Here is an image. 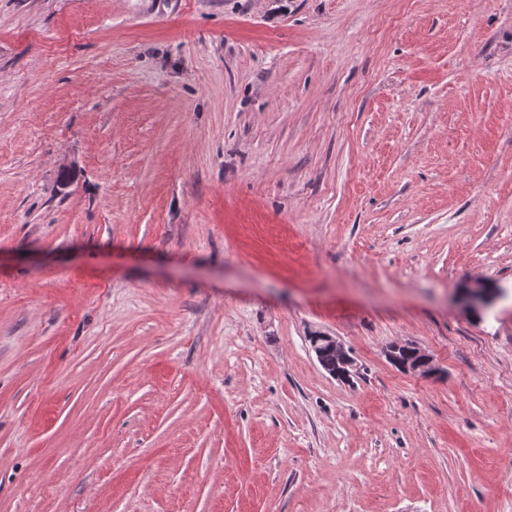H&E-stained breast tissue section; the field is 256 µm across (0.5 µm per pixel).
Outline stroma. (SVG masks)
Here are the masks:
<instances>
[{"mask_svg":"<svg viewBox=\"0 0 512 512\" xmlns=\"http://www.w3.org/2000/svg\"><path fill=\"white\" fill-rule=\"evenodd\" d=\"M0 512H512V0H0ZM486 285L478 283L469 287L468 298L472 312L478 314L485 310L499 294L496 288H485ZM314 338H321L325 343L329 344L336 352L332 351L324 343L319 342L316 346H312V341H309V345L314 349L317 357V361L320 366L327 371L330 375H336L338 370V360L336 353L341 361V368L338 372V377L342 381H350L353 376L357 374V364L350 351L336 338L329 333L316 332L312 336ZM314 354V355H315Z\"/></svg>","mask_w":512,"mask_h":512,"instance_id":"stroma-1","label":"stroma"}]
</instances>
